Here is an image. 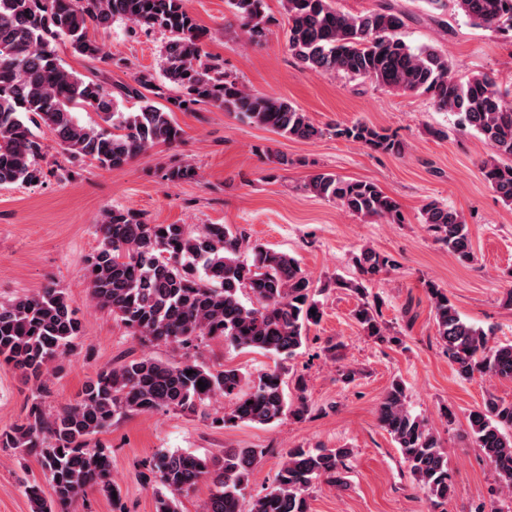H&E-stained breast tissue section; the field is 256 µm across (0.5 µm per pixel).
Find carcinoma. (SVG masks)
Listing matches in <instances>:
<instances>
[{
  "label": "carcinoma",
  "instance_id": "1",
  "mask_svg": "<svg viewBox=\"0 0 512 512\" xmlns=\"http://www.w3.org/2000/svg\"><path fill=\"white\" fill-rule=\"evenodd\" d=\"M428 3L444 30L448 15H461L512 40V0ZM229 4L249 38L263 41L272 22L265 0ZM280 4L288 24V50L310 70L362 78L397 93L426 94L436 109L456 115L460 126L477 133L490 147L480 173L500 200L512 206V94L502 92L487 74L458 77L448 56L433 46L408 45L400 37L407 15L387 0L360 15L338 10L335 0ZM114 19L168 33L164 82L139 71L114 92L67 68L51 45L65 37L75 53L97 59L103 49L89 37L88 26H107ZM203 36L186 0H0V185L41 182L42 145L36 128H47L71 157L119 169L159 143L180 140L173 110L193 111L200 105L237 112L284 137L330 135L377 152H403V142L384 128L360 120L321 127L288 100L249 89L203 50ZM158 98L169 105L159 104ZM123 99L139 102L138 110L123 111ZM81 110L95 113L99 121L81 122ZM197 177L188 163L162 169V178L170 182ZM304 190L358 217L404 222L398 202L372 181L317 172ZM420 216L435 241L459 263L472 261L469 228L460 212L430 199ZM97 232L98 248L87 259L89 298L141 342L188 352L207 340L222 339L227 347L292 357L323 319L318 291L295 257L252 242L226 224H148L129 209L114 207L103 213ZM356 264L359 279L338 278L334 285L357 296L353 320L365 334L381 338L387 326L380 319V301L368 299L366 283L386 271L390 259L364 246ZM425 288L436 335L456 375L512 381V343L490 344L492 332L465 321L446 288L434 281ZM81 334L75 301L52 282L38 294L0 302V363L36 383L24 421L0 429V448L35 454L54 493L48 499L38 484L26 486L32 512H66L93 486L112 500L115 512H125L121 489L110 478V456L95 440L123 416L160 410L195 416L217 397L225 402L224 411L209 416L217 427L268 426L287 416L302 420L310 414L301 375L294 376L296 396L290 399L278 367L244 372L199 363L188 355L181 361L142 356L104 367L87 381L78 401L49 414L42 398L52 365L73 349ZM378 420L430 505L448 502L455 493L448 452L410 408L402 380L387 388ZM468 427L473 447L494 466L501 492L512 499V401L488 396L470 412ZM351 454L349 448L289 449L272 484L251 498L245 510L243 492L264 449L226 448L205 457L161 450L150 460L159 485L155 512H179L178 496L202 481L212 485L205 512H310L312 486H347Z\"/></svg>",
  "mask_w": 512,
  "mask_h": 512
}]
</instances>
